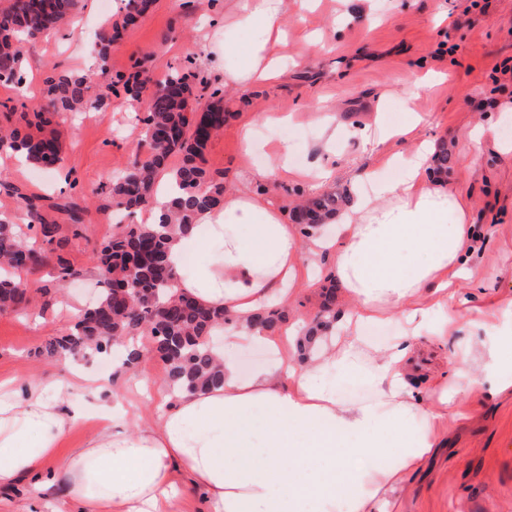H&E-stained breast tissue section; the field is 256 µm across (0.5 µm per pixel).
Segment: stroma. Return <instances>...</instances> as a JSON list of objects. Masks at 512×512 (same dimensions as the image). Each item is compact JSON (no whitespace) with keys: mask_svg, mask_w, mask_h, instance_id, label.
<instances>
[{"mask_svg":"<svg viewBox=\"0 0 512 512\" xmlns=\"http://www.w3.org/2000/svg\"><path fill=\"white\" fill-rule=\"evenodd\" d=\"M360 0H314L298 10L294 0H282L286 39L276 52L284 62L283 75L273 83L246 88L224 83L223 66L213 59L224 54V0H153L137 24L124 32L108 65L111 73L127 75L136 67L156 76L183 69L192 76L196 94L209 97L224 91L228 117L223 130L210 140L206 166L232 184L239 176L264 167L278 145L288 147V165L295 170L331 169L333 176L318 183L291 176L252 183L254 193L290 212L300 200L323 193H352L358 174L376 170L397 180L387 158L409 150V143L390 140L377 147L362 146L350 136L353 126L374 125L378 114L397 119L405 105L422 118L419 138L436 142L448 152L444 180L467 200L470 221L481 239L471 260V277L460 284L474 309L458 319L448 334L449 349L487 333L478 311L505 308L512 299V153L486 142L480 158H472V130L495 121L499 107L512 105V0H376L380 16L374 26L349 21ZM101 0H82L74 27H63L48 39L26 44L23 88L0 83V106L19 105L40 95L42 80L53 65L74 70L96 69L90 43L108 20ZM436 74L432 84L412 91L413 78ZM414 92L406 101V92ZM145 100L117 88L105 111L54 117L64 161L58 185L48 171L16 163L0 153V214L22 213L14 188L34 192L49 202L76 199L85 206L82 236L70 238L61 256L77 274L64 290L67 305L43 308L41 301L21 313L0 314V377L36 372L47 378L66 375L68 358L50 357L44 346L65 334L76 312L88 306L99 284L92 275L93 252L111 236L107 186L112 175L130 165L142 137ZM336 117L338 133L331 149L318 142L322 113ZM287 115L285 127L265 124L267 114ZM253 123L258 147L244 152L240 128ZM59 174V175H60ZM334 258L321 257L324 270L313 287L279 306L282 325L300 329L323 315L325 276ZM447 373L458 389L459 414L448 422L447 446L399 492L400 512H512V395L488 397L468 384L481 378L476 361ZM165 363L156 356L127 367L114 363L107 372L115 392L129 394L130 425L151 421L154 404L135 392L140 380L162 384Z\"/></svg>","mask_w":512,"mask_h":512,"instance_id":"1","label":"stroma"}]
</instances>
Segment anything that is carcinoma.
Masks as SVG:
<instances>
[{
  "label": "carcinoma",
  "instance_id": "cac0c4a2",
  "mask_svg": "<svg viewBox=\"0 0 512 512\" xmlns=\"http://www.w3.org/2000/svg\"><path fill=\"white\" fill-rule=\"evenodd\" d=\"M0 7V80L20 85L24 40H35L63 24L81 0H6ZM127 0L118 21L105 23L97 36L99 73L95 77L54 69L43 79L38 111L22 113L25 125L0 128V152L19 154L39 168H54L63 160L59 134L47 129L50 118L67 112L102 110L118 84L136 98L146 96L148 108L145 132L139 146L148 147L149 157L134 161L110 180L112 207L132 215L154 204L158 179L166 174L171 196L164 216L156 224H129L121 235L104 241L95 255L100 283L96 301L82 310L77 322L64 336L49 340L50 356L83 354L89 350L110 354L111 342L124 345V364L132 365L142 356V338L151 342V352L167 365L165 381L175 393L205 390L221 383L223 370L217 363L210 337L224 325L222 310L206 308L176 288L175 274L168 262L170 244L189 235L199 213L214 210L224 201V176L205 167V150L211 137L224 127V97L211 95L203 111L190 101L193 95L190 74L172 70L155 80L147 70L124 77L112 76L108 60L112 47L123 32L134 25L146 9ZM179 158L170 168V157ZM25 203L27 227L35 229L40 243H30L17 224L0 222V268L12 273L0 276V312L27 307L32 293H46L21 273H31L45 265L46 253L63 246V225L47 217L52 210L65 216L73 233L82 227L84 207L76 201L42 204L43 197L18 193ZM339 197L324 194L309 198L293 210L295 223L312 230L336 214ZM136 282L151 302L135 299L127 289Z\"/></svg>",
  "mask_w": 512,
  "mask_h": 512
}]
</instances>
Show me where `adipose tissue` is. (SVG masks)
Wrapping results in <instances>:
<instances>
[{
    "label": "adipose tissue",
    "mask_w": 512,
    "mask_h": 512,
    "mask_svg": "<svg viewBox=\"0 0 512 512\" xmlns=\"http://www.w3.org/2000/svg\"><path fill=\"white\" fill-rule=\"evenodd\" d=\"M281 4L228 0L226 84L279 78ZM435 150L424 141L394 154L398 180L371 174L372 193L357 192L339 213L337 238L311 240L303 273L298 225L250 188L285 175L287 151L241 178L223 209L204 213L170 251L178 290L228 315L217 355L223 382L179 393L158 420L131 429L122 401L99 402L109 377L76 369L60 382L0 378V488L23 477L42 491L62 487L54 512H184L189 485L202 491L203 512H393L390 494L443 447L455 412L447 379L418 382L416 360L424 343H446L470 303L451 281L470 275L474 227L466 201L427 178ZM326 251L354 307L304 366L281 360L242 378L233 358L241 345L278 350L298 338L297 328L273 334L253 315L313 280ZM394 309L410 335L383 348L365 344L363 330L389 322ZM479 346L488 395L511 391L512 333L497 330ZM343 380L366 382L371 397L344 403ZM76 390L92 404H72ZM91 419L97 428L83 447L61 453L69 431Z\"/></svg>",
    "instance_id": "1"
}]
</instances>
